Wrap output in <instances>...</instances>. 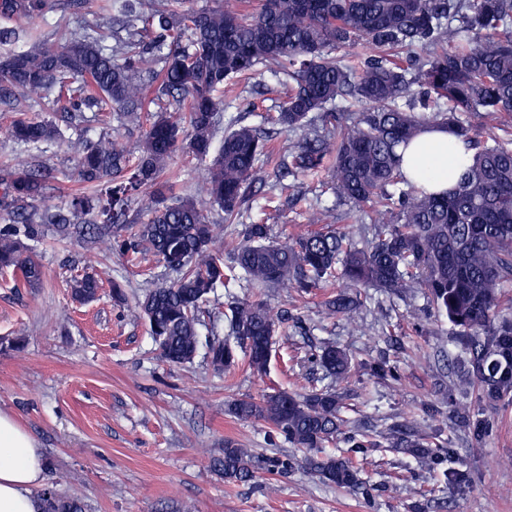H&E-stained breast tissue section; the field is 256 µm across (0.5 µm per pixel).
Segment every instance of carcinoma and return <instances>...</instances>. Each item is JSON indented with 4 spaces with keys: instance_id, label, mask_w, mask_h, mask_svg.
Here are the masks:
<instances>
[{
    "instance_id": "obj_1",
    "label": "carcinoma",
    "mask_w": 512,
    "mask_h": 512,
    "mask_svg": "<svg viewBox=\"0 0 512 512\" xmlns=\"http://www.w3.org/2000/svg\"><path fill=\"white\" fill-rule=\"evenodd\" d=\"M188 0H169L162 11L134 12L130 0H112L125 18L127 39L118 60L87 29L58 43L32 39L27 48L0 56V102L15 114L8 132L39 148L64 142L76 161L78 182L66 206L38 211L33 203L48 182L43 164L22 162L0 177V270L11 271L27 288L38 286L42 269L30 243H41L51 225L62 237L91 242L112 234V251L136 266L140 256L160 257L177 278L146 293L136 303L139 316L159 346L162 359L184 364L199 346L202 306L209 295L244 278L253 288L320 289L340 275L355 287L400 295L420 288L435 310L456 328L468 359L461 379L475 398L495 406L512 401V319L501 316V297L512 288V141L503 142L460 118L483 112L512 118V0H215L201 9ZM46 0H0V14L37 15ZM375 53L333 56L359 41ZM162 66L143 82L136 78L146 51ZM268 67L287 87L275 113L261 125L234 124L215 145L224 84L248 80ZM418 86L415 92L412 86ZM57 91L66 123L96 108L103 124L112 119L142 129L137 147L103 135L90 141L66 135L55 119L32 117L22 100ZM351 98L362 106L342 118L327 105ZM175 111H168L169 106ZM334 126L324 133L314 124ZM448 131L472 152V161L453 188L434 192L409 180L399 150L427 128ZM300 132L288 144L291 163L281 177L326 172L340 201L368 205L373 213L393 214L375 225V238L360 248L331 227L332 210L308 213L307 231L293 239L272 240L269 225H243V245L224 260L216 246L217 225L195 201L175 191L169 158L182 151L206 164V189L226 224L237 219L257 183L256 162L270 160L275 141ZM150 191L146 220L130 217L131 201ZM73 299L93 301L100 283L91 274L73 278ZM360 294L331 292L322 306L350 316ZM232 345L214 340L211 364L231 373L239 367L237 348L247 354L252 373L267 372L270 338L285 324L262 301L231 304ZM315 361L336 381L353 377L348 354L324 348ZM457 417L477 441L491 431L490 419L454 403ZM343 393L335 388L304 392L272 389L230 404L242 421L264 424L308 454L287 462L265 459L232 440L224 442L214 470L229 483H249L260 473L300 468L336 487L362 484L351 455L320 453L336 444L342 427ZM395 446L427 460L436 455L421 438L417 421L393 436ZM354 453L381 444L364 433L345 438ZM44 512H83L82 506L41 490Z\"/></svg>"
}]
</instances>
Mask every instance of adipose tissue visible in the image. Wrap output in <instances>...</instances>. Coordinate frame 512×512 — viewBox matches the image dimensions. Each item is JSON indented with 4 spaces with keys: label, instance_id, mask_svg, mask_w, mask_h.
<instances>
[{
    "label": "adipose tissue",
    "instance_id": "adipose-tissue-1",
    "mask_svg": "<svg viewBox=\"0 0 512 512\" xmlns=\"http://www.w3.org/2000/svg\"><path fill=\"white\" fill-rule=\"evenodd\" d=\"M452 137L442 130L422 135L403 152L402 168L408 178L434 190L452 188L449 166L469 164L465 149L449 154ZM45 459L36 441L9 414L0 411V512H41L33 487L42 483Z\"/></svg>",
    "mask_w": 512,
    "mask_h": 512
}]
</instances>
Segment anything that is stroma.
Returning <instances> with one entry per match:
<instances>
[{"label": "stroma", "mask_w": 512, "mask_h": 512, "mask_svg": "<svg viewBox=\"0 0 512 512\" xmlns=\"http://www.w3.org/2000/svg\"><path fill=\"white\" fill-rule=\"evenodd\" d=\"M36 16H2L0 29L19 33L0 43V55L24 48L27 37L62 41L96 22L109 48L124 36L112 24V0H48ZM256 102L241 112L242 100ZM281 101L279 78L261 69L255 79L224 91L225 119L256 125ZM52 172L38 208L63 206L78 188L75 162L65 145H49L41 155ZM180 194L193 198L216 218L204 187V169L176 154L168 164ZM263 191L236 224H221L225 251L242 241L243 225L263 219L273 239L303 232L309 211L336 203L318 178L280 186L273 166L262 164ZM275 194L279 210L268 207ZM43 271L38 287H16L12 273H0V411L11 414L46 455L45 484L59 496L78 501L83 512H512V403L486 408L493 427L476 442L449 404L460 381L452 369L460 349L447 317L431 309L423 291L395 296L370 288L353 318L330 315L320 296L293 288L254 289L245 280L219 289L200 328L203 340L193 362L170 365L131 305L174 275L154 256L133 267L107 244L47 236L35 249ZM90 271L101 289L98 299L71 298L72 276ZM123 283L128 306L114 304L112 281ZM263 299L301 324L274 338L267 376L240 369L227 374L211 365V337L228 338L225 317L235 300ZM334 344L352 358L354 379L345 392L351 430L386 433L410 420L447 448V465L465 470L468 486L445 485L442 467L392 448L368 449L360 460L369 489H339L297 469L263 474L249 484L225 482L212 462L226 440L257 455L285 460L295 448L269 437L263 424L236 419L229 401L258 396L273 387L304 391L332 380L313 355ZM384 363L397 379L373 376ZM446 465V466H447Z\"/></svg>", "instance_id": "obj_1"}]
</instances>
